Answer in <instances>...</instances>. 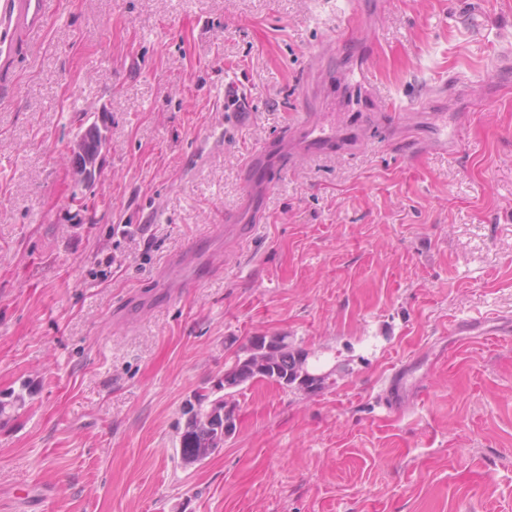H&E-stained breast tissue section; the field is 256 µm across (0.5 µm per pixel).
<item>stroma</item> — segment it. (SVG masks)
<instances>
[{"label":"stroma","instance_id":"1","mask_svg":"<svg viewBox=\"0 0 512 512\" xmlns=\"http://www.w3.org/2000/svg\"><path fill=\"white\" fill-rule=\"evenodd\" d=\"M362 3L346 34L349 0H59L0 74V397L34 389L0 420V512H512V0ZM363 72L399 117L356 99ZM307 112L361 149L292 146L250 180L248 151ZM258 211L243 247L200 243L220 274L162 276ZM276 333L333 385L243 389L235 434L183 466L186 401Z\"/></svg>","mask_w":512,"mask_h":512}]
</instances>
